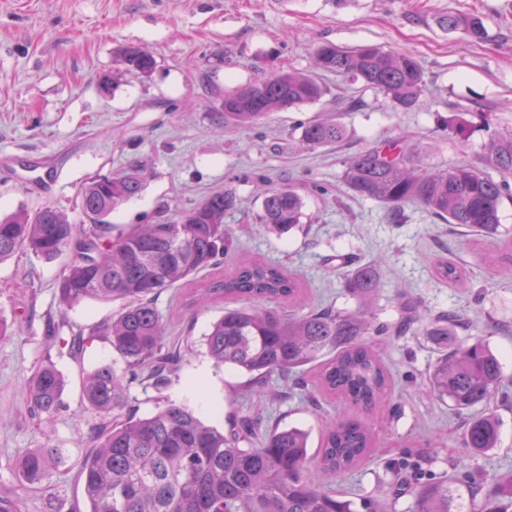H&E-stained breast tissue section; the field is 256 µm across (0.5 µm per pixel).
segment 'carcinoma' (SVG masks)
I'll return each mask as SVG.
<instances>
[{"instance_id":"carcinoma-1","label":"carcinoma","mask_w":512,"mask_h":512,"mask_svg":"<svg viewBox=\"0 0 512 512\" xmlns=\"http://www.w3.org/2000/svg\"><path fill=\"white\" fill-rule=\"evenodd\" d=\"M440 25L460 29L473 41L486 38L478 17L450 15ZM118 55L126 71L143 76L156 65L154 56L139 47L125 46ZM314 66L381 92L398 111L414 109L426 89L420 62L407 52L321 45L314 51ZM326 93L313 77L272 73L224 95V124L248 131L273 110L314 102ZM345 138L346 127L338 120L312 119L303 125L302 140L310 149L338 145ZM486 161L499 177L471 165L423 170L410 166L401 141L388 140L352 157L343 182L363 199L390 205L395 222L400 206L414 203L450 224L494 235L503 201H512V134L491 139ZM144 168L145 163L135 160L121 173L90 178L80 191V224L48 205L0 218V261L19 251L47 261L69 256L57 285L63 305L122 302L116 315L90 329L92 336L109 338L125 370L119 373L104 364L83 381L84 401L103 418L80 470L86 512H378L371 503L337 496L304 476L309 434L302 429L274 428L259 446L243 448L241 443L254 432L248 416L226 435L187 404L169 403L146 416L127 410L124 381L145 372L161 385L175 367L155 296L224 263L232 247L224 214L237 205L235 192L227 188L210 194L177 223L117 231L110 217L141 194ZM303 206L294 188H271L263 195L256 221L271 231L289 232L300 226ZM436 272L444 281L467 287L464 272L452 262L439 264ZM342 278L356 300L352 311L308 305L299 280L264 260L242 262L224 276L204 280L192 290L190 305L243 303L224 310L212 323L204 336L208 355L218 366L248 374L258 393L265 392L274 374H288L293 386L307 389L304 373L313 365L318 392L337 395L352 409L373 410L390 386V373L370 345V337L387 333L376 323L374 311L380 269L370 261ZM260 301L275 307L259 308ZM417 323L440 352L428 392L460 413L488 405L506 380L498 357L482 342L457 339L460 319L452 313L426 319L409 305L392 331L398 335ZM63 389L56 367L42 366L28 382L33 409L55 413ZM498 426L491 412L469 415L464 447L474 452L495 447ZM373 444L371 430L360 420L348 415L330 422L318 450L320 476L355 468ZM59 452H29L21 462L26 484L40 483ZM460 500L448 478L441 477L415 488L414 508L461 512ZM482 512H512V471L494 478Z\"/></svg>"}]
</instances>
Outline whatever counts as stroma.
<instances>
[{
	"instance_id": "stroma-1",
	"label": "stroma",
	"mask_w": 512,
	"mask_h": 512,
	"mask_svg": "<svg viewBox=\"0 0 512 512\" xmlns=\"http://www.w3.org/2000/svg\"><path fill=\"white\" fill-rule=\"evenodd\" d=\"M480 18L482 42L444 29L442 16ZM332 44L407 51L420 62L427 89L416 108L394 110L383 95L350 86L358 110L342 113L334 89L342 77L317 74L328 92L320 100L271 112L250 131L224 124L225 92L278 71L315 74L312 53ZM153 54L150 75L126 72L119 48ZM115 84L103 91L101 80ZM489 128H482V116ZM341 117L347 137L338 146L308 149L300 126ZM466 121L468 139L440 126ZM512 133V0H0V216L50 204L81 223L79 193L98 174L148 163L140 196L117 209L115 224L174 223L210 194L232 188L237 208L224 221L235 230L230 260L263 259L297 273L313 305L352 310L355 300L340 269L377 261L379 321L395 322L401 297L433 314L453 310L468 328L463 341L483 340L501 357L512 393V264L504 242L437 219L405 204L394 223L388 205L360 199L344 185L345 161L383 140H403L414 165L448 170L485 168L492 135ZM291 185L302 195V225L286 234L257 224L264 189ZM458 264L471 286L439 280L434 266ZM65 259L18 252L0 261V512H85L79 472L102 424L82 399L83 379L115 360L102 336L73 353L70 340L119 310V303L63 306L57 284ZM187 288H169L156 305L166 342L180 356L168 382L141 379L127 386L130 409L144 416L170 402L189 404L208 423L231 430L254 414L261 426H300L310 433L305 475L314 478L326 419L342 415L338 397L313 408L280 379L274 395L248 390V377L216 367L201 343L223 303L188 309ZM380 354L393 385L386 402L364 419L376 446L363 463L328 483L337 495L359 499L392 491L394 462L422 460L415 479L449 475L459 488L470 478L512 469V401L494 398L501 422L496 448L474 455L461 446L466 422L448 403L424 393L438 358L423 333L383 338ZM65 379L61 406L36 415L25 383L43 365ZM62 449L39 485L21 488V459L37 448Z\"/></svg>"
}]
</instances>
